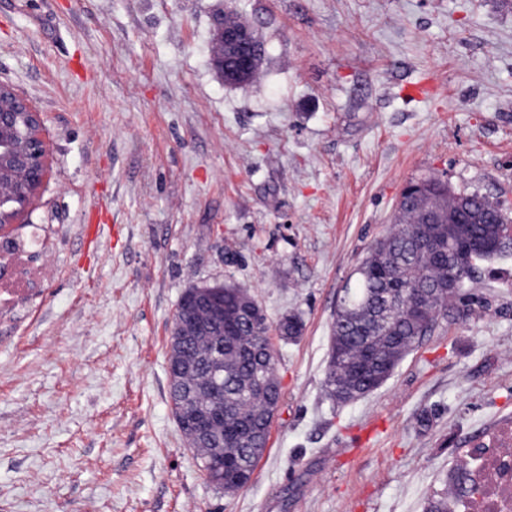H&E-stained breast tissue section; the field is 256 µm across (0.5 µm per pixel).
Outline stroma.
Listing matches in <instances>:
<instances>
[{"mask_svg":"<svg viewBox=\"0 0 512 512\" xmlns=\"http://www.w3.org/2000/svg\"><path fill=\"white\" fill-rule=\"evenodd\" d=\"M222 11L265 45L254 82L210 64ZM0 82L50 146L0 277V512H424L458 449L512 421V255L382 387H322L342 290L409 181L512 209V0H0ZM225 282L303 322L270 336L278 411L233 494L168 376L181 296Z\"/></svg>","mask_w":512,"mask_h":512,"instance_id":"1","label":"stroma"}]
</instances>
